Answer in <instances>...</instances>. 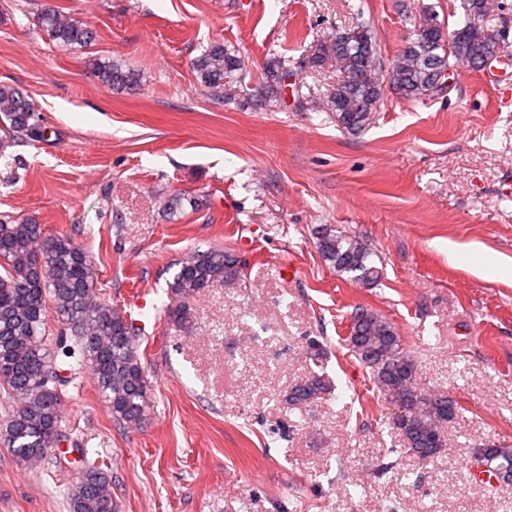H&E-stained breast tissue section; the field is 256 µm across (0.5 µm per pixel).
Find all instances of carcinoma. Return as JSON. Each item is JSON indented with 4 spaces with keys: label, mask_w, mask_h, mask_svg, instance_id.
<instances>
[{
    "label": "carcinoma",
    "mask_w": 512,
    "mask_h": 512,
    "mask_svg": "<svg viewBox=\"0 0 512 512\" xmlns=\"http://www.w3.org/2000/svg\"><path fill=\"white\" fill-rule=\"evenodd\" d=\"M486 0H460L464 23L448 32V40L433 30L414 33L390 63L389 82L402 98L422 101L443 85L441 74L460 66L480 69L496 59L498 48L474 21L487 14ZM41 25L67 50L91 44L97 32L86 22L68 18L53 9L40 17ZM335 59L341 79L330 98L328 111L340 127L360 132L374 117L383 93L380 48L372 30L361 23L346 39L321 49L309 60L313 69ZM93 69L110 88L134 90L140 76L112 61L96 60ZM193 70L206 89L224 86L230 78H244L237 53L221 42L209 45L194 60ZM267 87L285 85L288 67L271 59L266 65ZM23 135L43 137L38 113L28 96L11 86H0V153ZM43 228L28 219L0 218V385L17 400L0 437L22 463H36L58 447L63 433L59 390L72 381L77 368L87 366L96 381L112 419L137 424L149 405L144 366L133 323L108 304L91 302L98 273L91 256L65 236L51 237V248L42 246ZM317 248L337 273L363 285L375 284L380 269L370 261L361 244L349 241L331 227L318 230ZM244 277L243 265L221 248L195 250L180 263L168 283L170 298L178 305L165 308L167 317L186 322L188 309L180 301L201 293L217 278L236 285ZM72 344L63 347L64 359L51 358L44 343L48 303ZM354 355L371 368L373 383L394 407L389 419L403 437L406 449L419 465L436 458L445 447L443 429L461 414V406L448 395L427 393L416 383L418 366L402 347L401 337L388 320L364 309L352 316L347 337ZM330 391L323 376L313 374L291 386L290 406H309ZM473 462L506 485L512 483V447L478 446L470 449ZM71 512H116L107 472L89 466L75 483Z\"/></svg>",
    "instance_id": "cac0c4a2"
}]
</instances>
